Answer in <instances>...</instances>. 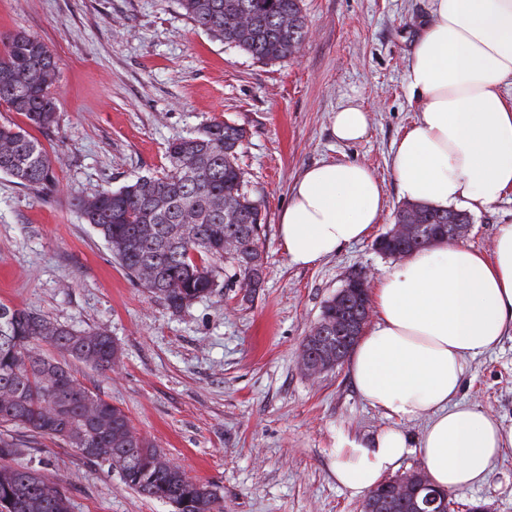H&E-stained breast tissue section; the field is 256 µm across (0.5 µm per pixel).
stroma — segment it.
I'll return each mask as SVG.
<instances>
[{"instance_id": "35a3bbf8", "label": "stroma", "mask_w": 512, "mask_h": 512, "mask_svg": "<svg viewBox=\"0 0 512 512\" xmlns=\"http://www.w3.org/2000/svg\"><path fill=\"white\" fill-rule=\"evenodd\" d=\"M308 36L285 61L260 62L193 27L176 0H0V35L41 39L61 63L56 124L42 142L57 186L47 193L0 175V302L119 348L103 371L72 361L76 377L122 408L134 430L192 479L216 486L224 512H361L362 498L333 473L340 440H369L402 424L356 389L348 364L310 376L303 339L326 300L350 278L380 277L396 259L374 238L403 198L392 146L415 122L405 73L431 0H302ZM370 117L365 139L345 144L332 117L347 98ZM230 121L247 132L241 164L265 206L264 284L222 288L175 312L130 279L75 207L168 167L169 141ZM323 161L359 162L382 184L386 206L372 237L309 266L292 264L278 234L292 184ZM512 224V193L472 213L464 244L491 253ZM463 401L512 427V336L470 360ZM49 482L72 512H173L125 486L76 449L37 439ZM456 512H512V449L481 486L453 492Z\"/></svg>"}]
</instances>
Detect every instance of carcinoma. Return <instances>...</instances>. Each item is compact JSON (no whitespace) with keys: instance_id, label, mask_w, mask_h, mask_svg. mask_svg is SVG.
<instances>
[{"instance_id":"cac0c4a2","label":"carcinoma","mask_w":512,"mask_h":512,"mask_svg":"<svg viewBox=\"0 0 512 512\" xmlns=\"http://www.w3.org/2000/svg\"><path fill=\"white\" fill-rule=\"evenodd\" d=\"M193 26L259 61L295 56L308 34L301 0H177ZM60 62L40 39L17 32L0 38V106L25 118V125L0 123V174L36 192L55 187L50 156L29 129L45 132L56 123L52 89ZM246 130L214 121L197 134L168 142V170L142 176L75 206L112 248L118 265L141 287L179 312L217 288L261 287L263 259L258 242L265 214L247 189L239 164ZM420 224L414 244L394 242L384 254L416 251L467 213L418 204ZM236 243L225 250L227 240ZM224 259L219 282L212 259ZM323 350L336 351V305L327 300ZM48 344L73 359L102 370L115 364L119 348L105 331H82L47 321L27 308L0 302V512H72L66 491L47 482L46 461L25 467L14 461L26 445L12 434L23 429L77 449L96 465L118 471L142 496L170 504L174 512H214L211 485L188 478L163 449L138 434L128 415L81 383L69 364L47 357Z\"/></svg>"}]
</instances>
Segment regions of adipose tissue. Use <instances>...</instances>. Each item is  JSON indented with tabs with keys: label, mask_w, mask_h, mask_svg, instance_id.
<instances>
[{
	"label": "adipose tissue",
	"mask_w": 512,
	"mask_h": 512,
	"mask_svg": "<svg viewBox=\"0 0 512 512\" xmlns=\"http://www.w3.org/2000/svg\"><path fill=\"white\" fill-rule=\"evenodd\" d=\"M405 79L420 98L417 121L395 144L401 195L437 209L478 211L512 190V0H432ZM368 112L344 101L332 132L342 143L366 136ZM385 208L373 172L357 162H323L295 180L278 231L289 260L308 266L371 233ZM377 321L354 347L349 370L387 417L423 420L417 444L399 429L369 444L342 441L334 476L359 496L418 454L430 480L450 491L483 484L512 447L482 408L459 402L470 359L512 334V224L497 229L491 255L463 243L414 254L380 277Z\"/></svg>",
	"instance_id": "ef3b65f1"
}]
</instances>
